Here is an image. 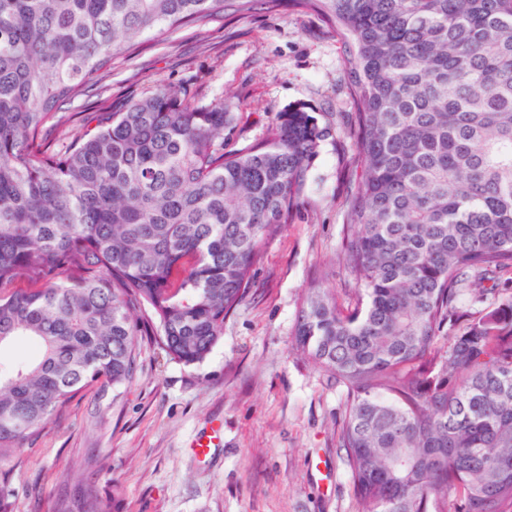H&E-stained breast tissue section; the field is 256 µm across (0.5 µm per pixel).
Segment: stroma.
<instances>
[{"label":"stroma","instance_id":"35a3bbf8","mask_svg":"<svg viewBox=\"0 0 512 512\" xmlns=\"http://www.w3.org/2000/svg\"><path fill=\"white\" fill-rule=\"evenodd\" d=\"M348 56L319 15L259 7L164 41L142 38L114 61L104 111L166 83L201 106L228 103V151L264 139L296 105L331 134L209 356L185 365L138 337L135 378L120 399L94 387L77 393L0 465L7 512H59L88 484L112 512H362L339 444L346 389L294 349L311 282L335 293L343 311L355 306L339 260L350 232L346 203L363 168L349 132ZM215 426L221 445L198 456L196 439Z\"/></svg>","mask_w":512,"mask_h":512}]
</instances>
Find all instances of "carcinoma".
Instances as JSON below:
<instances>
[{
  "instance_id": "cac0c4a2",
  "label": "carcinoma",
  "mask_w": 512,
  "mask_h": 512,
  "mask_svg": "<svg viewBox=\"0 0 512 512\" xmlns=\"http://www.w3.org/2000/svg\"><path fill=\"white\" fill-rule=\"evenodd\" d=\"M259 1L320 13L350 50L356 307L311 283L295 349L346 388L355 493L365 512H512V296L436 349L464 289L512 275V0H0V348H37L0 372V464L78 392L129 384L145 327L203 361L298 204L330 135L303 106L226 152L224 100L160 84L46 141L142 36ZM62 512L112 508L88 485Z\"/></svg>"
}]
</instances>
